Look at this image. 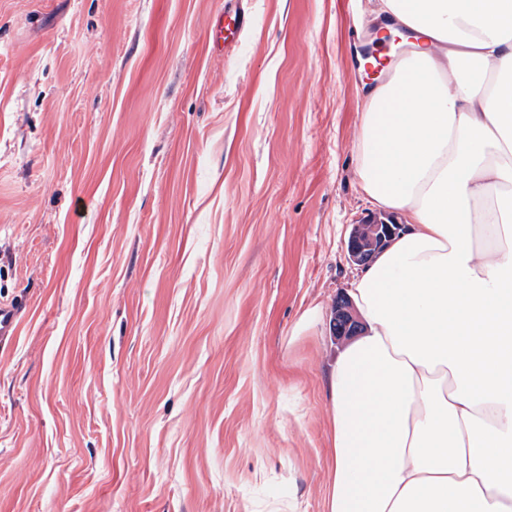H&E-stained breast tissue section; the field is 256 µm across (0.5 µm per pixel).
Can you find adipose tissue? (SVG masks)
I'll use <instances>...</instances> for the list:
<instances>
[{
    "label": "adipose tissue",
    "mask_w": 512,
    "mask_h": 512,
    "mask_svg": "<svg viewBox=\"0 0 512 512\" xmlns=\"http://www.w3.org/2000/svg\"><path fill=\"white\" fill-rule=\"evenodd\" d=\"M361 191L402 211L330 376L328 512H512V0H379Z\"/></svg>",
    "instance_id": "ef3b65f1"
}]
</instances>
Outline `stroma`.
I'll return each instance as SVG.
<instances>
[{
  "label": "stroma",
  "instance_id": "1",
  "mask_svg": "<svg viewBox=\"0 0 512 512\" xmlns=\"http://www.w3.org/2000/svg\"><path fill=\"white\" fill-rule=\"evenodd\" d=\"M0 0V512H326L372 0ZM250 20L249 10L243 0H236L234 7L225 9L215 19L212 28L214 47L224 49L225 46L237 42L249 26ZM353 304L348 298H342L338 301L334 312L332 313L329 328L333 336H354L358 333V321L352 314ZM21 304L18 302L0 303V346L12 341L21 327Z\"/></svg>",
  "mask_w": 512,
  "mask_h": 512
}]
</instances>
